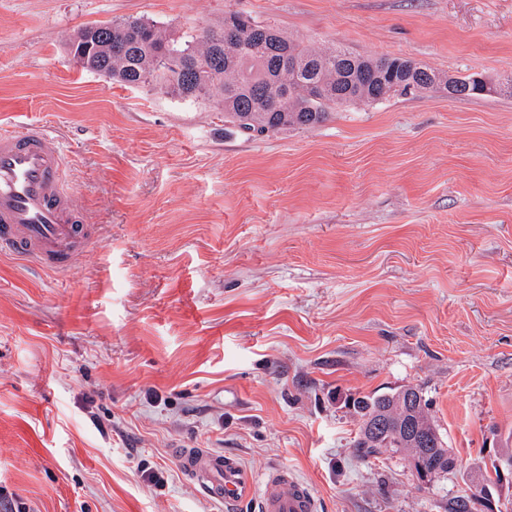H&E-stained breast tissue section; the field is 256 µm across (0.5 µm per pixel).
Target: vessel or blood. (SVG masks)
<instances>
[{"mask_svg": "<svg viewBox=\"0 0 512 512\" xmlns=\"http://www.w3.org/2000/svg\"><path fill=\"white\" fill-rule=\"evenodd\" d=\"M97 242L95 227L73 204L67 150L41 125L0 130V253L58 275ZM182 473L223 512L249 501L258 512H320L309 484L285 469L264 479L231 453L172 448Z\"/></svg>", "mask_w": 512, "mask_h": 512, "instance_id": "obj_1", "label": "vessel or blood"}]
</instances>
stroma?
<instances>
[{
    "instance_id": "1",
    "label": "stroma",
    "mask_w": 512,
    "mask_h": 512,
    "mask_svg": "<svg viewBox=\"0 0 512 512\" xmlns=\"http://www.w3.org/2000/svg\"><path fill=\"white\" fill-rule=\"evenodd\" d=\"M232 11L322 48L512 74V0H0V125L64 139L100 230L61 278L0 256V494L219 512L179 442L290 470L321 512H448L512 430V96L392 97L248 136L69 54L87 26L186 36ZM406 385L455 459L427 485L353 446L347 398Z\"/></svg>"
}]
</instances>
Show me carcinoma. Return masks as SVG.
<instances>
[{
    "instance_id": "carcinoma-1",
    "label": "carcinoma",
    "mask_w": 512,
    "mask_h": 512,
    "mask_svg": "<svg viewBox=\"0 0 512 512\" xmlns=\"http://www.w3.org/2000/svg\"><path fill=\"white\" fill-rule=\"evenodd\" d=\"M70 52L86 71L183 101L208 102L224 112V122L249 135L316 126L342 106L385 100L384 90L392 85L401 87L402 96L422 94L437 76L418 62L409 67L407 58L373 59L339 47L303 45L238 13L189 40L142 17L115 19L82 28ZM452 82L453 96L477 95L474 76ZM350 405L360 424L354 443L358 454L403 453L416 460L421 482L452 471L444 465L452 455L421 389L359 395ZM379 417L391 424L383 438L368 434L369 424ZM416 430L426 440L411 445L409 436ZM510 461L512 432L501 441L493 471L477 464L470 474L494 484L499 467Z\"/></svg>"
}]
</instances>
